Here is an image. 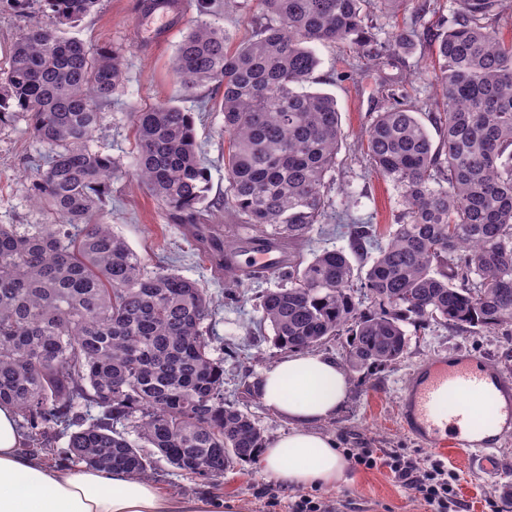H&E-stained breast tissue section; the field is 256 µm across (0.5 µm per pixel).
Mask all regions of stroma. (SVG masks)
<instances>
[{"label": "stroma", "instance_id": "obj_1", "mask_svg": "<svg viewBox=\"0 0 512 512\" xmlns=\"http://www.w3.org/2000/svg\"><path fill=\"white\" fill-rule=\"evenodd\" d=\"M135 0H98L81 21L58 26L60 36L79 37L93 46L121 52L126 60L127 82L122 96L105 108L93 144L112 156L119 173L112 181V198L105 219L144 260L146 270L167 267L206 288L213 298L208 333L215 338L216 358L224 365V399L251 414L264 430L267 441L288 434L290 423L265 407L251 392L262 370L280 358L271 342L270 331L259 330L257 298L276 287L275 275L249 278L237 283L216 270L197 250L187 225L172 221L162 205L129 175L134 164L133 112L168 100H179L176 77L169 60L182 36L200 18L198 0H186V12L172 35L163 42L144 45L148 22L138 18ZM211 19L233 37L234 43L250 38L262 16L260 0H212ZM43 0H0V66L5 65L16 36L40 22H51ZM414 50L402 67L387 69L390 79L411 73L421 101L432 98L434 73L424 67L430 61L428 36L414 39ZM320 65L315 72L316 88L336 99L344 139L332 173L334 214L314 229L310 237L290 246L294 260L326 248L344 246L342 230L352 224H371L385 235L403 212L402 199L393 183L368 169L360 144L367 128L381 110L387 90L382 87L371 64L354 47L344 43L317 48ZM353 70L352 79L340 74ZM212 96L206 111L194 114V135L208 173L209 208L205 223L220 225L225 239L233 244L239 258H246V241L239 236L241 222L224 203V115L216 102L220 93L203 87ZM44 149L24 119L0 125V224H44L46 213L28 199V189L42 162ZM478 353L502 373L512 377V328L484 329L475 334L450 325L431 324L411 333L408 350L400 361L372 370L350 374L351 389L334 417L319 424L321 433L336 439L343 448H371L377 455L398 450L419 454L423 459H442L456 472L457 497L467 512H487V502L512 496V439L497 452L493 471L467 468L464 455L440 456L435 448L411 434L400 415L403 396L414 372L429 359L454 360ZM152 481L161 488L185 497L236 498L246 512H292L299 491L266 480L254 461H240L223 477L211 481L182 476L162 457H155ZM311 496L324 502L330 512H431L430 506L406 489L388 468H348L346 482L333 487L311 489Z\"/></svg>", "mask_w": 512, "mask_h": 512}]
</instances>
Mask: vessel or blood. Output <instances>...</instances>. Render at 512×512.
<instances>
[{"label": "vessel or blood", "instance_id": "vessel-or-blood-1", "mask_svg": "<svg viewBox=\"0 0 512 512\" xmlns=\"http://www.w3.org/2000/svg\"><path fill=\"white\" fill-rule=\"evenodd\" d=\"M183 10L181 0H160L149 13L153 21L155 40L166 39L175 28ZM247 267L269 272L283 267V253L259 240L249 242ZM498 387L501 393L512 392V378L496 373L482 356L470 355L457 365H448L438 359L419 368L414 374L404 401L402 423L405 428L422 437L439 451L453 450L461 454L478 449L474 462L490 469L495 452L503 439L512 437V406L497 407L490 411L487 422L494 425L495 433L481 440L471 438L473 419L463 404H448L450 393H465Z\"/></svg>", "mask_w": 512, "mask_h": 512}]
</instances>
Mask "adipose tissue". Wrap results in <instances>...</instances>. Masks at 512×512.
<instances>
[{"mask_svg":"<svg viewBox=\"0 0 512 512\" xmlns=\"http://www.w3.org/2000/svg\"><path fill=\"white\" fill-rule=\"evenodd\" d=\"M351 381L334 360L293 350L268 365L259 381L263 404L288 420L287 435L260 449L266 477L287 488L344 482L348 463L335 440L316 431L346 399ZM12 407H0V512H244L236 500L185 498L125 470L48 469L22 451Z\"/></svg>","mask_w":512,"mask_h":512,"instance_id":"1","label":"adipose tissue"}]
</instances>
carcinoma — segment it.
<instances>
[{"label": "carcinoma", "instance_id": "cac0c4a2", "mask_svg": "<svg viewBox=\"0 0 512 512\" xmlns=\"http://www.w3.org/2000/svg\"><path fill=\"white\" fill-rule=\"evenodd\" d=\"M76 23L97 0H44ZM263 22L236 48L197 22L171 59L184 98L224 88V202L244 229L278 244L304 240L327 219L331 172L342 142L336 99L310 89L318 44L346 42L392 67L414 45L406 29L379 38L367 0H262ZM396 17L412 0H377ZM512 0H453L451 20L430 32L436 90L431 112L407 81L367 133L362 157L401 192L404 210L386 241L355 224L348 247L288 262L281 285L258 297L259 324L281 351L346 337L345 362L394 363L414 329L512 327V41L494 27ZM122 53L35 25L0 69V123L25 114L45 148L30 201L51 220L19 232L0 224V405L30 433L70 429L62 459L148 477L152 458L132 428L176 470L215 478L266 445L248 413L224 401V367L206 289L171 269L148 272L101 221L117 166L91 144L103 110L125 87ZM133 179L224 268L220 226L201 223L208 174L193 113L170 101L131 113ZM439 131L433 142L425 122ZM376 251L367 270L353 265Z\"/></svg>", "mask_w": 512, "mask_h": 512}]
</instances>
